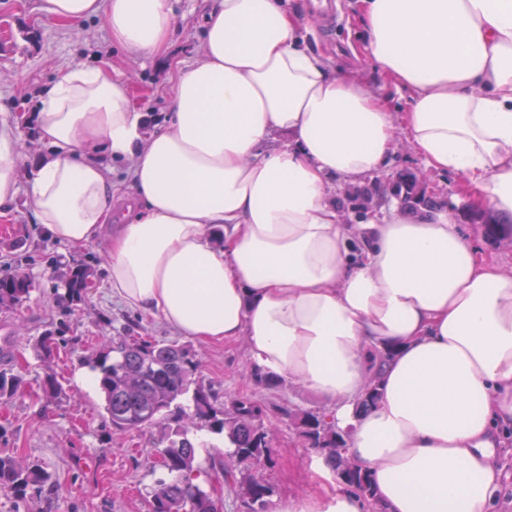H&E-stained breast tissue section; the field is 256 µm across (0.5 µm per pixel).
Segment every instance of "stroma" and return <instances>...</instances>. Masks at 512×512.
Masks as SVG:
<instances>
[{"label": "stroma", "instance_id": "35a3bbf8", "mask_svg": "<svg viewBox=\"0 0 512 512\" xmlns=\"http://www.w3.org/2000/svg\"><path fill=\"white\" fill-rule=\"evenodd\" d=\"M170 3L178 22L173 45L165 57L144 61L112 44L103 18L72 28L43 16L39 0H0V123L13 127L28 162L47 153L27 123L40 93L61 72L82 63L129 78L137 109L162 124L171 83L181 68L197 59L202 31L201 0ZM288 6L309 14L305 41L323 54L331 68L358 74L372 93L388 100L394 112L409 111V91L396 89L366 59L358 0H333L331 8L339 15L335 26L311 0H288ZM377 177L394 185H413L415 192L448 206L462 233L481 253L512 270V234L487 235L492 212L467 201L459 175L428 168L405 131H398L395 153ZM80 266L91 268V287L79 303L61 301V274ZM15 271L31 279L32 289L21 307L0 311V369L11 367L20 355L27 369L23 392L0 407V453H18L41 464L52 476V488L28 491L23 499L0 488V512H150L147 493L159 474L152 437L146 431L112 432L102 417L98 387L84 384L78 373L84 368V356L112 337L171 339L174 331L112 297L102 243L71 251L43 236L21 197L11 213L0 217V273ZM46 332L57 342V355L49 363L28 344ZM190 346L202 362L204 384L304 409L321 404L312 391L298 385L284 382L273 389L255 385L244 342L224 346L194 340ZM50 371L65 390L61 399L42 396V381ZM276 437L279 458L266 477L277 490V500L303 496L312 488V454L286 424H279Z\"/></svg>", "mask_w": 512, "mask_h": 512}]
</instances>
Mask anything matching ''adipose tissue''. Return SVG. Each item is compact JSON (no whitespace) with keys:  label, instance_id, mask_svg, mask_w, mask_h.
<instances>
[{"label":"adipose tissue","instance_id":"obj_1","mask_svg":"<svg viewBox=\"0 0 512 512\" xmlns=\"http://www.w3.org/2000/svg\"><path fill=\"white\" fill-rule=\"evenodd\" d=\"M204 5L201 57L179 71L161 131L144 137L128 80L70 69L33 115L49 155L27 177L0 126V206L25 195L52 241L104 242L124 304L196 341L245 339L254 366L317 394L384 512H492L512 429V271L450 209L344 224L329 187L383 169L402 123L428 167L462 175L512 232V0H359L367 60L412 94L399 119L305 45L286 0ZM38 9L73 27L104 16L112 43L145 59L177 28L168 0ZM120 159L136 196L123 213ZM374 353L379 399L362 412ZM310 473L315 491L275 512H366L323 459Z\"/></svg>","mask_w":512,"mask_h":512}]
</instances>
